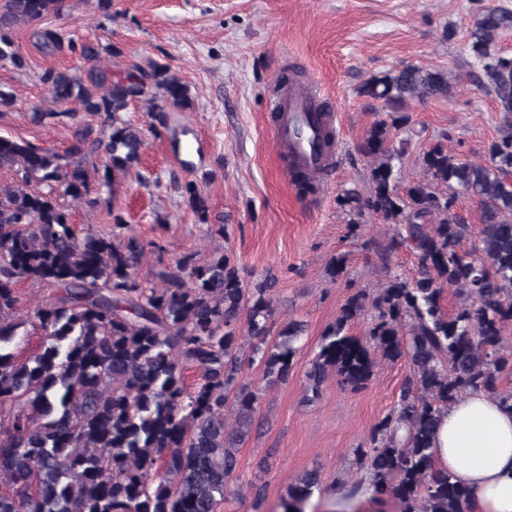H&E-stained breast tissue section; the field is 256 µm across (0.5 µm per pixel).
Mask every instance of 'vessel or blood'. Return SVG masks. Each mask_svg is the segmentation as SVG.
Instances as JSON below:
<instances>
[{"instance_id":"b4317fda","label":"vessel or blood","mask_w":512,"mask_h":512,"mask_svg":"<svg viewBox=\"0 0 512 512\" xmlns=\"http://www.w3.org/2000/svg\"><path fill=\"white\" fill-rule=\"evenodd\" d=\"M316 91L312 85L293 83L283 87L270 102V128L279 156L292 168L309 175H326L341 145L339 142L313 149L312 142L333 116L313 109Z\"/></svg>"}]
</instances>
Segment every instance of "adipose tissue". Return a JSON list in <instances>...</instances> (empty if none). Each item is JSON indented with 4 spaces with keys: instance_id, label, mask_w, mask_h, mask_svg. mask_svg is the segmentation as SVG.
Returning a JSON list of instances; mask_svg holds the SVG:
<instances>
[{
    "instance_id": "obj_1",
    "label": "adipose tissue",
    "mask_w": 512,
    "mask_h": 512,
    "mask_svg": "<svg viewBox=\"0 0 512 512\" xmlns=\"http://www.w3.org/2000/svg\"><path fill=\"white\" fill-rule=\"evenodd\" d=\"M434 460L471 490L470 512H512V407L482 391L449 405Z\"/></svg>"
}]
</instances>
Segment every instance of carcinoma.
Wrapping results in <instances>:
<instances>
[{
	"label": "carcinoma",
	"mask_w": 512,
	"mask_h": 512,
	"mask_svg": "<svg viewBox=\"0 0 512 512\" xmlns=\"http://www.w3.org/2000/svg\"><path fill=\"white\" fill-rule=\"evenodd\" d=\"M65 0H6L0 11V60L22 65L12 31L58 17ZM512 29V10L479 14L468 53L492 93L503 122L484 162L470 161L438 141L419 158L424 178L399 184L402 154L390 143L411 129L412 101L446 99L448 71L405 64L371 76L359 93L382 103L361 143L370 159L369 190L353 186L336 197L357 224L369 212L394 226L389 251L418 258L414 277L388 271L372 296L358 291L341 307L306 372L311 391L336 376L352 390L371 379L375 359L405 361L394 406L356 449L357 464L379 497L401 512H468L470 491L436 468L434 438L442 412L470 391L496 393L500 375L512 373V58L495 36ZM40 47L68 50L88 62L85 77L50 69L43 81L53 100L75 102L84 126L65 154L0 137V170L13 174L0 188V512H219L231 495L227 479L237 468V448L250 432L261 395L243 380L259 363L267 385L288 379L302 324L291 321L267 343L273 327V280L254 284L228 253L195 265L187 259L138 278L145 245L134 236L78 234L64 199H86L89 171L83 160L105 154L102 185L116 191L111 174L139 163L146 133L125 120L136 100L153 111L164 98L190 104L189 87L165 65H133L112 77L98 66L112 45L63 41L46 25ZM101 119L108 130L94 135ZM477 202L481 227L453 213L455 191ZM189 206L202 222L208 208L198 185L185 183ZM61 291L36 308L44 349L23 361L13 352L29 332L16 319L21 306L15 276ZM461 305L443 311L445 289ZM368 338L347 333L364 312ZM246 313L250 350L240 343ZM203 369L186 386L183 363ZM231 406L234 424L224 409ZM317 471L288 489L283 512H304L319 487Z\"/></svg>",
	"instance_id": "1"
}]
</instances>
